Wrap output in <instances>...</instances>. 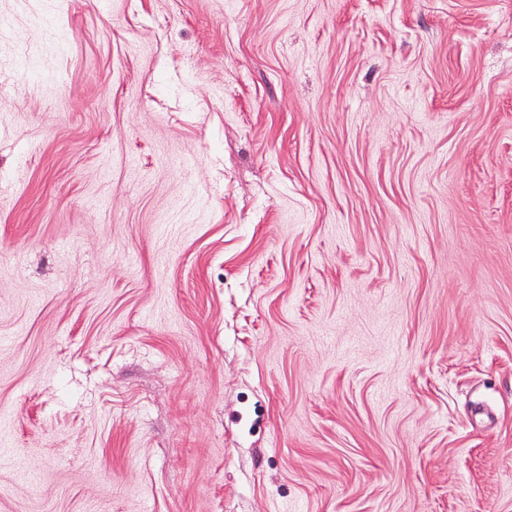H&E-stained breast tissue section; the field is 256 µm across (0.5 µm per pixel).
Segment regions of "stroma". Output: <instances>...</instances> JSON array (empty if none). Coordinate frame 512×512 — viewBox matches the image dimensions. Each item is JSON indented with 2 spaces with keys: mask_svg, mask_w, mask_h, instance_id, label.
Returning <instances> with one entry per match:
<instances>
[{
  "mask_svg": "<svg viewBox=\"0 0 512 512\" xmlns=\"http://www.w3.org/2000/svg\"><path fill=\"white\" fill-rule=\"evenodd\" d=\"M0 512H512V0H0Z\"/></svg>",
  "mask_w": 512,
  "mask_h": 512,
  "instance_id": "obj_1",
  "label": "stroma"
}]
</instances>
